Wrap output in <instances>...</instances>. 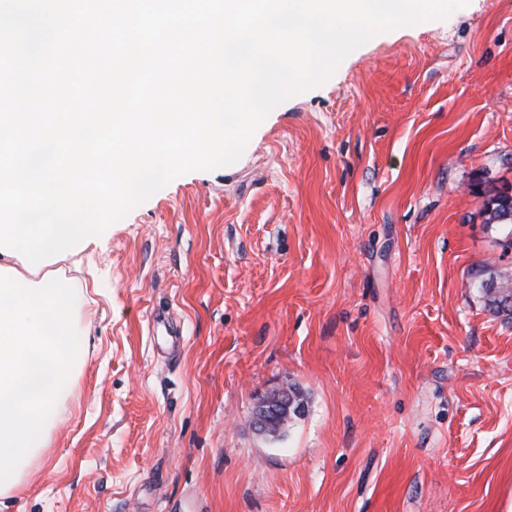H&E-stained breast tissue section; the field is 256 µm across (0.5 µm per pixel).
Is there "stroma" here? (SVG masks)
Segmentation results:
<instances>
[{"instance_id": "1", "label": "stroma", "mask_w": 512, "mask_h": 512, "mask_svg": "<svg viewBox=\"0 0 512 512\" xmlns=\"http://www.w3.org/2000/svg\"><path fill=\"white\" fill-rule=\"evenodd\" d=\"M512 0L375 35L57 261L83 361L6 512H512ZM300 388L274 440L258 394ZM496 198L492 200L491 208H484L485 223L503 226L506 236L512 237V207L507 209L501 202L496 201ZM480 286L486 305L491 311L496 314L508 311L506 315L512 316V279L490 274L487 279L482 280ZM509 298L511 301L506 304Z\"/></svg>"}]
</instances>
